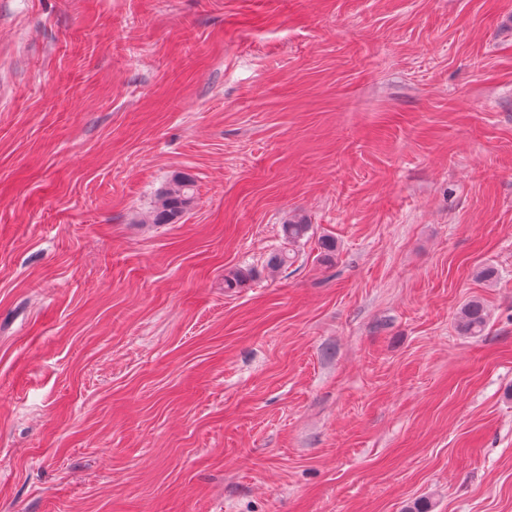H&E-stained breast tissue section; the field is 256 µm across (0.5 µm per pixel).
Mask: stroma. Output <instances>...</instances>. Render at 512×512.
Instances as JSON below:
<instances>
[{
    "instance_id": "obj_1",
    "label": "stroma",
    "mask_w": 512,
    "mask_h": 512,
    "mask_svg": "<svg viewBox=\"0 0 512 512\" xmlns=\"http://www.w3.org/2000/svg\"><path fill=\"white\" fill-rule=\"evenodd\" d=\"M416 505L512 512V0H0V512ZM194 182L185 175H175L169 185L160 191L152 212L156 224L176 223L193 205ZM489 316L484 304L478 299L469 300L459 311L456 327L464 336H481L488 325Z\"/></svg>"
}]
</instances>
